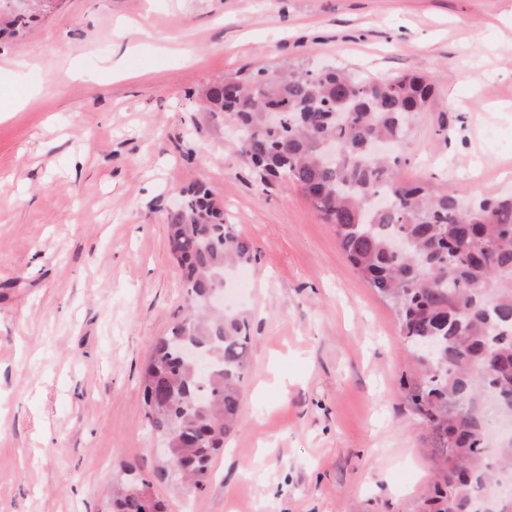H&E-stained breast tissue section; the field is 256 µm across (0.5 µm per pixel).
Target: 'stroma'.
Segmentation results:
<instances>
[{
    "instance_id": "stroma-1",
    "label": "stroma",
    "mask_w": 512,
    "mask_h": 512,
    "mask_svg": "<svg viewBox=\"0 0 512 512\" xmlns=\"http://www.w3.org/2000/svg\"><path fill=\"white\" fill-rule=\"evenodd\" d=\"M329 64L435 80L405 180L512 194V0H54L0 42V96L33 95L0 112V512H110L131 471L167 512H420L434 442L394 309L204 101L242 67ZM199 181L256 250L228 298L255 342L238 430L189 493L157 476L140 379L186 303L166 224Z\"/></svg>"
}]
</instances>
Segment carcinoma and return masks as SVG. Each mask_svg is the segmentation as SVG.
I'll use <instances>...</instances> for the list:
<instances>
[{
    "label": "carcinoma",
    "instance_id": "1",
    "mask_svg": "<svg viewBox=\"0 0 512 512\" xmlns=\"http://www.w3.org/2000/svg\"><path fill=\"white\" fill-rule=\"evenodd\" d=\"M37 16L0 0V35L22 36ZM426 78L404 72L358 78L336 67L255 71L241 68L213 85L210 107L235 122L241 153L270 184L298 187L332 226L347 259L366 284L396 309L401 336L411 345L433 340L438 354L423 362L422 380L408 398L436 442L437 471L422 512H474L476 494L512 469V442L491 457L488 420L480 403L489 389L512 412V196H486L465 208L457 194L438 193L399 175L400 155L377 159V139L404 144L409 115L433 96ZM279 112V123L266 112ZM343 146L334 164L320 161V142ZM169 251L181 270L188 306L154 345L141 378L157 434L175 439L171 472L196 489L238 428L242 383L254 336L248 316L206 307L208 293L253 259V247L196 182L169 213ZM406 241L403 254L392 250ZM208 355L199 374L182 355L185 344ZM145 481L118 489L112 512H165Z\"/></svg>",
    "mask_w": 512,
    "mask_h": 512
}]
</instances>
